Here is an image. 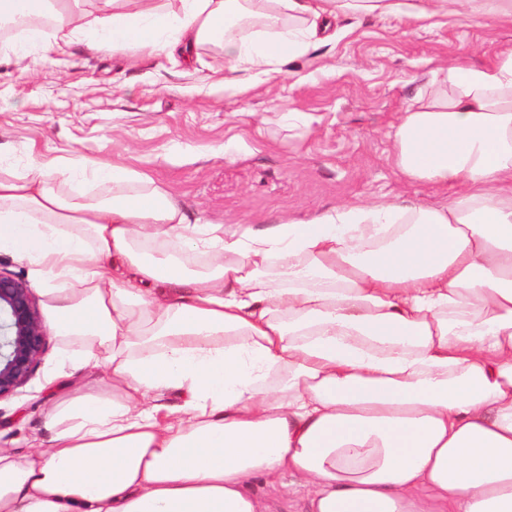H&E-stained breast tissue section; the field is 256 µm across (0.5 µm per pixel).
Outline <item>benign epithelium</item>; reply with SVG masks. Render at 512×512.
I'll list each match as a JSON object with an SVG mask.
<instances>
[{"instance_id": "benign-epithelium-1", "label": "benign epithelium", "mask_w": 512, "mask_h": 512, "mask_svg": "<svg viewBox=\"0 0 512 512\" xmlns=\"http://www.w3.org/2000/svg\"><path fill=\"white\" fill-rule=\"evenodd\" d=\"M50 342L29 284L0 270V400L32 378Z\"/></svg>"}]
</instances>
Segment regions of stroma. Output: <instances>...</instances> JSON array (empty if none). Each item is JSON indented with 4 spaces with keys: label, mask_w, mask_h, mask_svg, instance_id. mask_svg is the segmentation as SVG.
<instances>
[{
    "label": "stroma",
    "mask_w": 512,
    "mask_h": 512,
    "mask_svg": "<svg viewBox=\"0 0 512 512\" xmlns=\"http://www.w3.org/2000/svg\"><path fill=\"white\" fill-rule=\"evenodd\" d=\"M336 39L283 74L224 84V56L200 49L195 67L164 52L86 54L82 45L25 59L0 52V163L18 172L28 148L44 159L119 162L149 175L198 224L308 220L344 203L395 196L426 204L448 188L407 181L389 161L388 132L431 71L493 59L512 21L465 16L336 22ZM288 112L314 118L284 126ZM77 338L51 339L32 379L0 401V448L24 454L46 437L56 402L45 379Z\"/></svg>",
    "instance_id": "obj_1"
}]
</instances>
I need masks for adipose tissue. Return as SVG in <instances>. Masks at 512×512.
<instances>
[{
    "label": "adipose tissue",
    "mask_w": 512,
    "mask_h": 512,
    "mask_svg": "<svg viewBox=\"0 0 512 512\" xmlns=\"http://www.w3.org/2000/svg\"><path fill=\"white\" fill-rule=\"evenodd\" d=\"M85 2L0 0V21L54 17L13 55L209 44L230 86L282 73L342 16L512 20V0ZM389 137L394 167L447 202L229 230L121 164L0 167V251L82 340L68 376H109L54 405L29 453L0 448V512H270L285 475L303 512H512V46L435 70Z\"/></svg>",
    "instance_id": "1"
}]
</instances>
